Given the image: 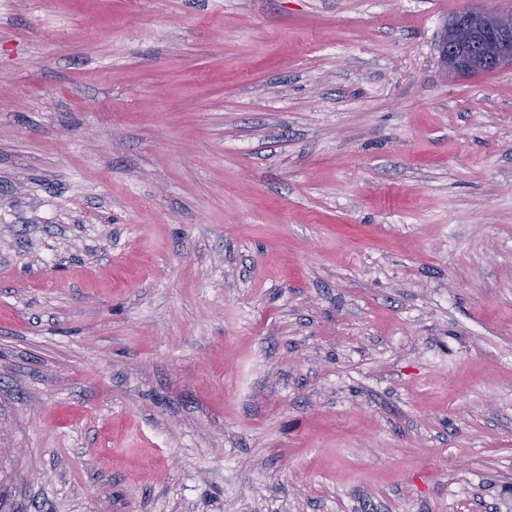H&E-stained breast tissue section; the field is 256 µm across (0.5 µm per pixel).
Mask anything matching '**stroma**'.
<instances>
[{"label":"stroma","instance_id":"35a3bbf8","mask_svg":"<svg viewBox=\"0 0 512 512\" xmlns=\"http://www.w3.org/2000/svg\"><path fill=\"white\" fill-rule=\"evenodd\" d=\"M479 5L0 0V512H512ZM458 12L445 22L439 44L447 72L466 76L512 65V11L500 8L497 0ZM478 40L482 52L471 56L467 47Z\"/></svg>","mask_w":512,"mask_h":512}]
</instances>
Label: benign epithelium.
Here are the masks:
<instances>
[{"mask_svg":"<svg viewBox=\"0 0 512 512\" xmlns=\"http://www.w3.org/2000/svg\"><path fill=\"white\" fill-rule=\"evenodd\" d=\"M445 22L439 44L445 69L459 76L512 65V11L483 0Z\"/></svg>","mask_w":512,"mask_h":512,"instance_id":"1","label":"benign epithelium"}]
</instances>
